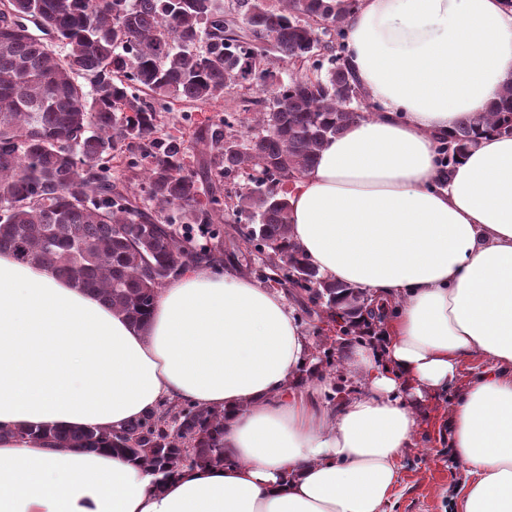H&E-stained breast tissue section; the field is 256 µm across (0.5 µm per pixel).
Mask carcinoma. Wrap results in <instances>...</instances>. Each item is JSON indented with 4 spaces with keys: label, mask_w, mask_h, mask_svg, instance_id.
Returning <instances> with one entry per match:
<instances>
[{
    "label": "carcinoma",
    "mask_w": 512,
    "mask_h": 512,
    "mask_svg": "<svg viewBox=\"0 0 512 512\" xmlns=\"http://www.w3.org/2000/svg\"><path fill=\"white\" fill-rule=\"evenodd\" d=\"M0 12V252L54 270L143 327L158 288L193 266L224 261L228 210L246 249L265 254L247 269L307 297L336 322L321 340L322 370L336 345L374 339L368 298L332 283L291 242L283 185L302 176L330 139L369 105L345 55L358 0H11ZM273 55L295 72L261 67ZM83 78L88 86L78 83ZM254 86L266 105L258 132L225 118L200 130L209 155L208 196L184 170V142L158 136V113L178 102L202 108ZM512 134V78L498 104L441 140L446 164L486 131ZM121 159L125 176H112ZM248 182H236L242 174ZM144 177L149 206L132 183ZM230 199L229 207L223 200ZM209 225L206 242L178 235ZM31 434L61 448H109L167 478L184 466L224 461V413L168 402L119 431Z\"/></svg>",
    "instance_id": "cac0c4a2"
}]
</instances>
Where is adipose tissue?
<instances>
[{
  "label": "adipose tissue",
  "instance_id": "obj_1",
  "mask_svg": "<svg viewBox=\"0 0 512 512\" xmlns=\"http://www.w3.org/2000/svg\"><path fill=\"white\" fill-rule=\"evenodd\" d=\"M347 58L371 108L286 191L324 278L392 303L331 400L286 297L198 267L137 329L55 272L0 253V512H387L419 408L466 469L455 512H512V136L442 168L439 141L512 78L505 0H359ZM484 366L464 390L463 362ZM224 412V462L162 480L108 449L25 436L121 429L164 400Z\"/></svg>",
  "mask_w": 512,
  "mask_h": 512
}]
</instances>
